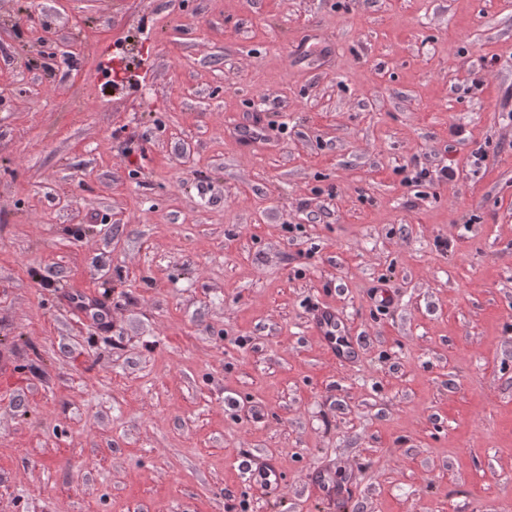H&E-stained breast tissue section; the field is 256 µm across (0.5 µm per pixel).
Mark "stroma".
I'll use <instances>...</instances> for the list:
<instances>
[{"mask_svg": "<svg viewBox=\"0 0 512 512\" xmlns=\"http://www.w3.org/2000/svg\"><path fill=\"white\" fill-rule=\"evenodd\" d=\"M0 512H512V0H0ZM315 335L320 336L331 344V350L336 360L343 362L354 356L353 347L348 336L343 334V322L334 309L324 308L313 318ZM279 467L273 458L261 461L258 467L250 473V480L258 485L265 486L271 491H277L279 487Z\"/></svg>", "mask_w": 512, "mask_h": 512, "instance_id": "obj_1", "label": "stroma"}]
</instances>
